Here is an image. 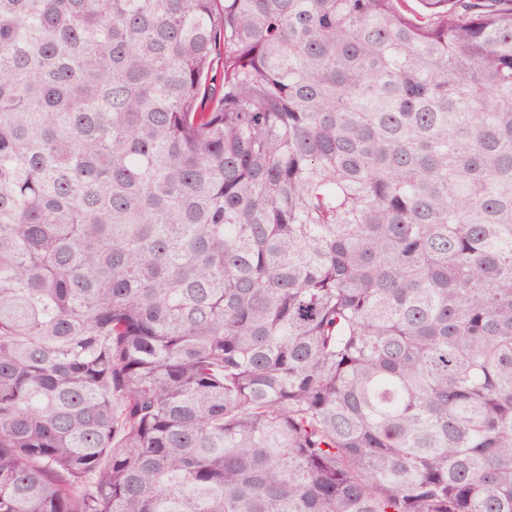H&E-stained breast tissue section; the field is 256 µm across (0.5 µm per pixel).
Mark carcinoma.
Here are the masks:
<instances>
[{
	"instance_id": "carcinoma-1",
	"label": "carcinoma",
	"mask_w": 512,
	"mask_h": 512,
	"mask_svg": "<svg viewBox=\"0 0 512 512\" xmlns=\"http://www.w3.org/2000/svg\"><path fill=\"white\" fill-rule=\"evenodd\" d=\"M0 0V512H512V0Z\"/></svg>"
}]
</instances>
